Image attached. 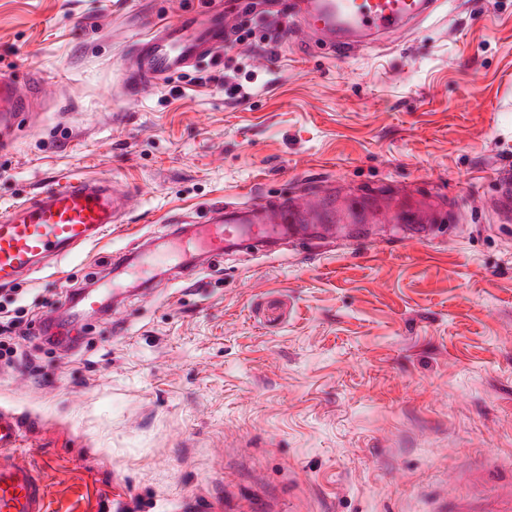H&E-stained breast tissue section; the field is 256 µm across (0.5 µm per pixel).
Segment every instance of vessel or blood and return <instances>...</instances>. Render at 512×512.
I'll return each instance as SVG.
<instances>
[{"label":"vessel or blood","instance_id":"b4317fda","mask_svg":"<svg viewBox=\"0 0 512 512\" xmlns=\"http://www.w3.org/2000/svg\"><path fill=\"white\" fill-rule=\"evenodd\" d=\"M439 0H288L293 26L308 35L309 47L332 56L379 44L431 17ZM230 28L216 5L184 13L179 21L156 23L128 52L126 88L136 95L166 83L224 46ZM35 95L13 76H0V149ZM125 207L124 195L99 178H77L50 185L30 202L0 214V286L16 283L50 255H63L101 240ZM306 208L296 202L258 200L242 206L216 204L196 225L186 244L166 255L141 254L134 263L145 272L161 263L190 261L201 254L219 259L307 233ZM23 426L15 414L0 411V512H47L37 470L17 450Z\"/></svg>","mask_w":512,"mask_h":512}]
</instances>
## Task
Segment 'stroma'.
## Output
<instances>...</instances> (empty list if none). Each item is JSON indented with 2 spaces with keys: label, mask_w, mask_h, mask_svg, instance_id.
Instances as JSON below:
<instances>
[{
  "label": "stroma",
  "mask_w": 512,
  "mask_h": 512,
  "mask_svg": "<svg viewBox=\"0 0 512 512\" xmlns=\"http://www.w3.org/2000/svg\"><path fill=\"white\" fill-rule=\"evenodd\" d=\"M208 2L0 0V66L44 89L0 152V212L78 177L130 194L100 242L0 287L34 366L0 362V408L48 512H484L512 481V0H449L344 57L262 0L245 43L128 98L149 21ZM330 191L363 216L344 238L169 265L45 342L68 295L214 203ZM424 197L417 225L369 215Z\"/></svg>",
  "instance_id": "obj_1"
}]
</instances>
